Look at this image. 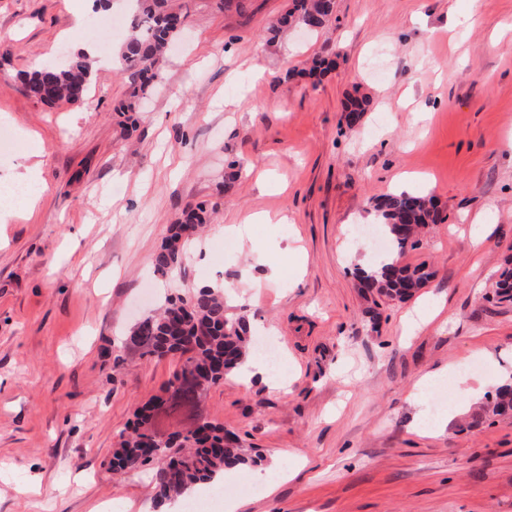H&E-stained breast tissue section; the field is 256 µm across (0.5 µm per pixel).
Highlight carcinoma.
<instances>
[{
	"instance_id": "obj_1",
	"label": "carcinoma",
	"mask_w": 512,
	"mask_h": 512,
	"mask_svg": "<svg viewBox=\"0 0 512 512\" xmlns=\"http://www.w3.org/2000/svg\"><path fill=\"white\" fill-rule=\"evenodd\" d=\"M173 0H136L129 32L120 48V70L130 84L129 103L118 112L135 111V102L159 79V58L170 41L182 32L178 22L188 13L174 7ZM334 0H292L273 30L286 31L308 23L323 25L333 14ZM93 76V59L84 52L68 56L63 63L43 66L23 75L27 92L37 101L52 105L75 103L87 91ZM374 210L386 230L390 251L368 270L358 271L361 287L373 294L400 301L413 297L434 273L426 264L404 265L400 258L421 228L439 222L436 205L427 197L408 191L387 194L376 201ZM207 223L201 208L189 210L170 225L169 236L153 259L154 272L168 276L181 268L186 247ZM488 299L512 305V260L490 284ZM250 325L244 314L229 312L224 291L205 285L187 298L168 296L161 309L141 319L126 337L123 348L151 359L180 355L183 363L174 373L173 392L153 398L136 413L128 430L122 432L109 465L116 472L149 465V476L157 488L156 505L180 497L201 484H211L232 466L257 464L218 423L204 420L185 434L156 438L153 421L171 414L180 405L179 392L198 387L208 390L237 372L249 354ZM512 418V384L499 386L472 408L471 418Z\"/></svg>"
}]
</instances>
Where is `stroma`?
Segmentation results:
<instances>
[{
    "mask_svg": "<svg viewBox=\"0 0 512 512\" xmlns=\"http://www.w3.org/2000/svg\"><path fill=\"white\" fill-rule=\"evenodd\" d=\"M183 2L189 25L129 117L115 69L79 103L21 83L96 34L89 0H0V122L18 139L0 180L35 152L46 186L0 221V512H152L150 480L108 461L181 359L121 345L160 298L225 283L275 338L288 388L232 374L155 427L184 433L203 413L260 457L224 472L238 512H512V420L470 428L464 405L422 433L439 406L416 390L443 369L481 398L512 378V305L485 299L512 256V0H335L323 27L272 42L289 0ZM357 94L370 103L353 125ZM401 190L433 196L441 221L402 257L433 278L391 301L354 273L377 259L375 199ZM195 207L208 223L161 278L153 257ZM251 215L245 239L225 235Z\"/></svg>",
    "mask_w": 512,
    "mask_h": 512,
    "instance_id": "stroma-1",
    "label": "stroma"
}]
</instances>
